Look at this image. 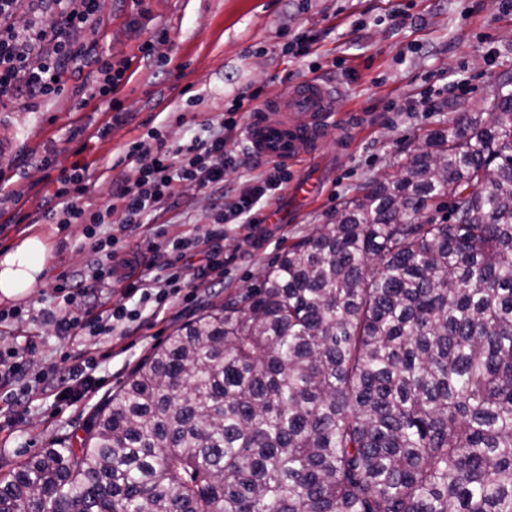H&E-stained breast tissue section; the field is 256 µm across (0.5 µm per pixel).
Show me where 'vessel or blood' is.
Returning a JSON list of instances; mask_svg holds the SVG:
<instances>
[{
	"mask_svg": "<svg viewBox=\"0 0 512 512\" xmlns=\"http://www.w3.org/2000/svg\"><path fill=\"white\" fill-rule=\"evenodd\" d=\"M336 115L333 95L309 80L277 94L253 112L246 139L253 153L278 161L310 156Z\"/></svg>",
	"mask_w": 512,
	"mask_h": 512,
	"instance_id": "vessel-or-blood-1",
	"label": "vessel or blood"
}]
</instances>
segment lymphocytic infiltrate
<instances>
[{"label":"lymphocytic infiltrate","mask_w":512,"mask_h":512,"mask_svg":"<svg viewBox=\"0 0 512 512\" xmlns=\"http://www.w3.org/2000/svg\"><path fill=\"white\" fill-rule=\"evenodd\" d=\"M17 0H0V103L18 98L58 95L71 78L94 68V85L77 86L78 95L88 99L104 98L117 93L123 82L126 64L112 63L100 54L96 44L74 43L68 34L74 29L98 30L103 25L102 0H29L30 19L26 27L16 28L12 22ZM55 17L52 26H45L44 15ZM263 94L255 89L240 97L237 105L223 113L217 132L208 138L170 148L160 130H151L157 142L154 155L141 151L139 142L129 144L124 160L133 164L137 175L120 186L113 195L111 207L91 210L81 199L87 190L90 170L87 164L74 162L56 179V187L45 202L43 221L50 224H80L84 236L96 255L87 269L66 277L56 287L72 313L57 316L49 313L47 322L60 336H109L118 325H131L141 319L144 311L159 313L176 304L183 289L195 286L214 287L224 277V263L212 253L211 247L197 240H168L174 257L158 268L154 276L139 274L141 254L118 255L115 240L107 230L112 207L121 208L128 227L143 224L149 212L155 211L176 195L178 185L188 184L211 191L215 198L213 221L217 224H254L258 221L261 200L273 198L288 183L287 170L279 165L261 172L248 188L235 198L224 191V171L232 159L225 146L226 133L241 126L243 113L252 111ZM122 286V298L108 304L92 296L88 283ZM137 299L135 308H128V299ZM95 359H87L69 368L67 373L36 375L33 385L53 388L57 395L82 396L94 384L92 372Z\"/></svg>","instance_id":"obj_1"}]
</instances>
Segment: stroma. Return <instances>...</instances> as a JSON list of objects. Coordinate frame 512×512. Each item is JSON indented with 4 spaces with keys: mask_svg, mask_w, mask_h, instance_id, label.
<instances>
[{
    "mask_svg": "<svg viewBox=\"0 0 512 512\" xmlns=\"http://www.w3.org/2000/svg\"><path fill=\"white\" fill-rule=\"evenodd\" d=\"M398 11L409 17L396 29L391 17ZM103 15L99 51L129 63L120 110L101 99L80 104L70 83L56 98L0 107V176L22 192L24 215L0 235V252L42 224L48 193L74 161L88 163L92 172L83 205L106 207L117 187L135 176L122 162L129 142L140 141L151 154L154 128L173 147L207 137L210 120L255 88L272 96L318 77L335 94L339 123L312 157L288 162L290 185L309 179L318 191L287 223L215 226L212 196L190 185L179 186L142 227L125 228L123 212L113 211L110 231L118 252H143L160 266L171 258L166 241L182 235L210 237L224 253L222 285L199 289L191 303L149 317L133 334L59 336L45 324V310L61 316L69 311L55 292L58 276L82 268L91 255L82 246L81 225L61 232L43 224L53 245L45 278L12 302L24 313L0 332V351L16 349L31 375L63 373L95 357L97 385L77 402L58 401L51 390L34 392L21 412L10 400L15 385L0 384V479L49 444L80 441L91 412L180 326L210 305L240 298L289 245L332 220L344 202L400 176L406 158L431 131L458 113L485 107L498 94V74L512 69V10L500 0H146L141 7L133 0H105ZM162 30L166 41H156ZM297 34L316 38L320 55L285 57ZM148 41L154 50L146 58L140 48ZM430 86L443 91L439 111H402L406 99ZM106 122L109 135L96 138ZM245 146L243 130L229 135L227 147L238 156L224 172L232 197L268 167L243 157ZM43 156L49 169L31 166V159ZM12 303L0 297V309Z\"/></svg>",
    "mask_w": 512,
    "mask_h": 512,
    "instance_id": "obj_1",
    "label": "stroma"
}]
</instances>
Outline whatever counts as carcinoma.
<instances>
[{"label": "carcinoma", "mask_w": 512, "mask_h": 512, "mask_svg": "<svg viewBox=\"0 0 512 512\" xmlns=\"http://www.w3.org/2000/svg\"><path fill=\"white\" fill-rule=\"evenodd\" d=\"M183 325L0 512H512V72Z\"/></svg>", "instance_id": "obj_1"}]
</instances>
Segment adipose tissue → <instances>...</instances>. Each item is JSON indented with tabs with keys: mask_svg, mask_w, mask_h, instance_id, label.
Instances as JSON below:
<instances>
[{
	"mask_svg": "<svg viewBox=\"0 0 512 512\" xmlns=\"http://www.w3.org/2000/svg\"><path fill=\"white\" fill-rule=\"evenodd\" d=\"M51 250L47 236L32 228L15 247L0 252V296L14 299L38 287Z\"/></svg>",
	"mask_w": 512,
	"mask_h": 512,
	"instance_id": "adipose-tissue-1",
	"label": "adipose tissue"
}]
</instances>
